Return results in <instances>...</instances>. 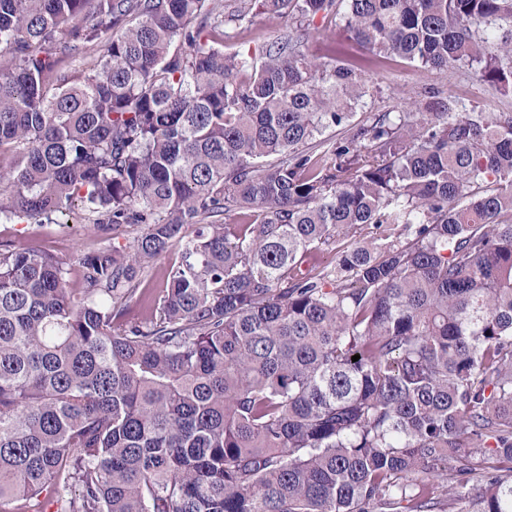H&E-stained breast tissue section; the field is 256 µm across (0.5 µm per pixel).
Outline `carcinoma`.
<instances>
[{
	"label": "carcinoma",
	"instance_id": "carcinoma-1",
	"mask_svg": "<svg viewBox=\"0 0 512 512\" xmlns=\"http://www.w3.org/2000/svg\"><path fill=\"white\" fill-rule=\"evenodd\" d=\"M233 2L0 0V220L131 234L79 288L0 239V512H512V110L350 128L363 74L302 50L512 88V0ZM255 9L288 32L226 53ZM174 253L167 254L165 257L155 261L153 265L147 269L139 288L145 292L157 294L164 287L163 269L175 259Z\"/></svg>",
	"mask_w": 512,
	"mask_h": 512
}]
</instances>
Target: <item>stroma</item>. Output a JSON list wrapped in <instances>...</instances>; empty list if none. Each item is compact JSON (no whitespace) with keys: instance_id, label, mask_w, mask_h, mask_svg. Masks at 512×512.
I'll use <instances>...</instances> for the list:
<instances>
[{"instance_id":"1","label":"stroma","mask_w":512,"mask_h":512,"mask_svg":"<svg viewBox=\"0 0 512 512\" xmlns=\"http://www.w3.org/2000/svg\"><path fill=\"white\" fill-rule=\"evenodd\" d=\"M285 29L284 19L262 12H254L245 31L226 39L224 49L232 53L258 43L276 40ZM307 53L320 62H341L364 71L373 84V94L364 108L355 112L353 122L378 112H420L425 100L422 91L439 87L465 101L480 105L486 111L497 112L503 107V97L489 92L476 78L469 75L452 77L433 70L415 67L399 57L392 56L379 64L369 63V54L349 41L341 28L330 27L313 34L305 45ZM90 219L84 212L62 218L60 223L38 226L0 222V238L14 239L23 246L47 249L66 264L71 283H78V260L111 243V234H94Z\"/></svg>"}]
</instances>
